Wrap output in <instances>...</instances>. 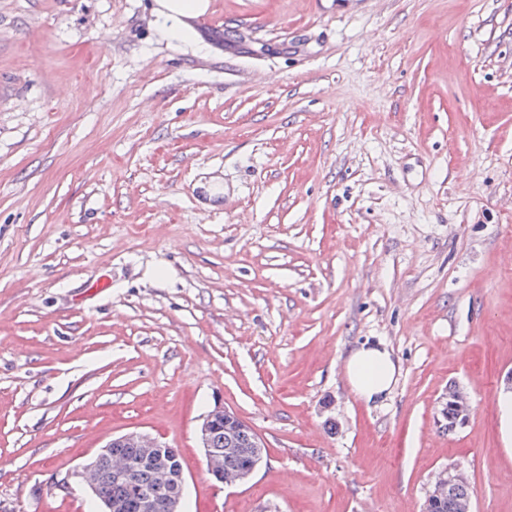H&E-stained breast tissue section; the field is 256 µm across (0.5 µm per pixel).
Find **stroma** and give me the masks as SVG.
Returning a JSON list of instances; mask_svg holds the SVG:
<instances>
[{"instance_id": "1", "label": "stroma", "mask_w": 512, "mask_h": 512, "mask_svg": "<svg viewBox=\"0 0 512 512\" xmlns=\"http://www.w3.org/2000/svg\"><path fill=\"white\" fill-rule=\"evenodd\" d=\"M152 6L0 0V512H94L61 480L131 431L183 512H421L453 465L512 512V0ZM219 403L266 445L239 486ZM153 12L164 23L175 24L172 35L183 40L189 39L185 19L204 16L210 7L209 0H154ZM397 364L381 346H363L353 351L346 363L349 384L366 402L386 397L395 383ZM213 419H222L224 424L222 421H218L213 427L210 442L211 453L224 462V472H236L223 476L221 462L214 457L207 459L208 471L217 478L218 483L224 484L225 487L244 484L257 467L255 464L245 471H239L248 468L254 462L249 450L253 447L256 433L247 425L240 427L243 420L236 414H232L224 405H215L204 417L198 431L199 439L205 442V446L208 444ZM225 425L240 428H227L224 427ZM214 476L212 477L216 481Z\"/></svg>"}]
</instances>
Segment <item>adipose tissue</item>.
Segmentation results:
<instances>
[{"label":"adipose tissue","mask_w":512,"mask_h":512,"mask_svg":"<svg viewBox=\"0 0 512 512\" xmlns=\"http://www.w3.org/2000/svg\"><path fill=\"white\" fill-rule=\"evenodd\" d=\"M210 0H155L153 12L173 25L172 34L185 38L187 19L204 16ZM348 381L363 400L372 402L386 397L396 380L397 364L391 353L379 346H364L353 351L346 363Z\"/></svg>","instance_id":"obj_1"}]
</instances>
